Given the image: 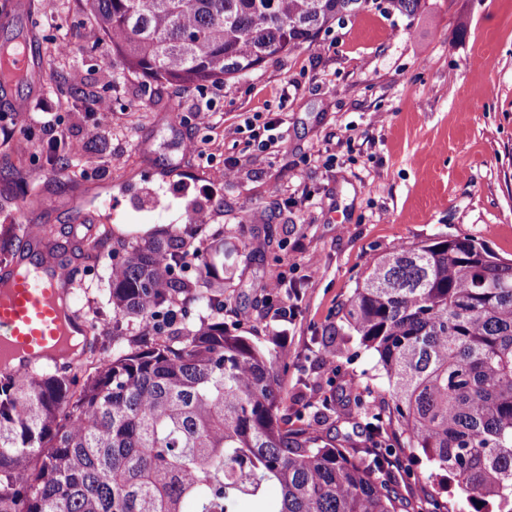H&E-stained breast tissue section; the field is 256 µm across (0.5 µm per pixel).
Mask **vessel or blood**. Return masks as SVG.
Wrapping results in <instances>:
<instances>
[{
  "label": "vessel or blood",
  "mask_w": 512,
  "mask_h": 512,
  "mask_svg": "<svg viewBox=\"0 0 512 512\" xmlns=\"http://www.w3.org/2000/svg\"><path fill=\"white\" fill-rule=\"evenodd\" d=\"M63 269L29 276H10L0 285V364L10 361L16 373L29 371L45 350L69 335L70 327L61 321L60 281Z\"/></svg>",
  "instance_id": "1"
}]
</instances>
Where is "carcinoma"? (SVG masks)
Returning a JSON list of instances; mask_svg holds the SVG:
<instances>
[{
    "instance_id": "1",
    "label": "carcinoma",
    "mask_w": 512,
    "mask_h": 512,
    "mask_svg": "<svg viewBox=\"0 0 512 512\" xmlns=\"http://www.w3.org/2000/svg\"><path fill=\"white\" fill-rule=\"evenodd\" d=\"M112 41V64L180 86L242 77L316 42L368 0H82ZM415 14L421 0H386ZM0 266L32 249L19 224ZM159 239L112 248L115 352L64 372L0 379V512H244L269 484L262 512H449L430 496L401 501L392 456L323 436L321 421L288 427L278 370L285 357L208 320L122 342L189 300L224 309L231 253L197 273ZM343 328L378 355L388 420L403 448L422 450L477 512H512V260L469 237L405 243L373 259L341 308ZM366 433L385 441L365 399ZM191 505L186 510L185 505Z\"/></svg>"
}]
</instances>
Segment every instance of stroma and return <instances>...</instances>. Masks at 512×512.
Segmentation results:
<instances>
[{
	"label": "stroma",
	"mask_w": 512,
	"mask_h": 512,
	"mask_svg": "<svg viewBox=\"0 0 512 512\" xmlns=\"http://www.w3.org/2000/svg\"><path fill=\"white\" fill-rule=\"evenodd\" d=\"M4 16L0 44L27 35L33 66L0 90V233L44 225L69 249L109 227L128 244L182 235L202 202L212 219L197 244L234 248L224 326L287 345L279 381L294 424L351 386L388 400L373 352L336 334L375 257L468 236L512 258V0H421L409 17L370 4L244 78L192 87L103 72L112 43L81 0H0ZM97 97L110 111L89 110ZM22 98L42 108L18 124ZM58 135L82 146L81 171L50 159ZM271 135L278 148L252 165L254 140ZM191 139L205 156L185 151ZM146 189L167 217L145 210ZM111 262L81 263L72 295L99 325L98 357L112 354ZM279 278L288 322L264 290ZM397 455L400 494L425 497L433 465L419 450Z\"/></svg>",
	"instance_id": "stroma-1"
}]
</instances>
